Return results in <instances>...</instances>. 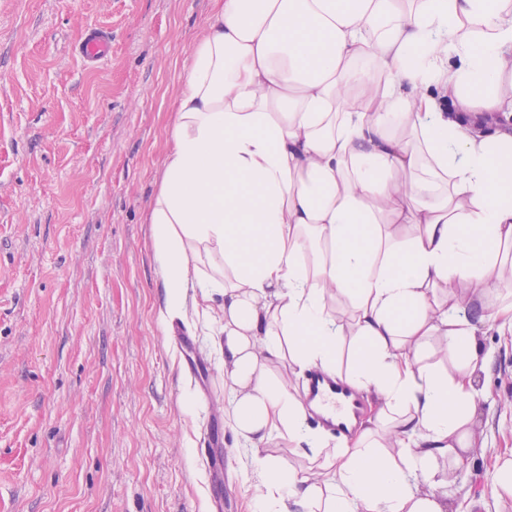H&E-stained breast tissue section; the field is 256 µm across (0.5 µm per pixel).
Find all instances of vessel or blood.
Wrapping results in <instances>:
<instances>
[{
  "instance_id": "vessel-or-blood-1",
  "label": "vessel or blood",
  "mask_w": 512,
  "mask_h": 512,
  "mask_svg": "<svg viewBox=\"0 0 512 512\" xmlns=\"http://www.w3.org/2000/svg\"><path fill=\"white\" fill-rule=\"evenodd\" d=\"M80 51L87 62L102 61L111 52V38L100 29H91L80 44ZM302 399L312 406V416L317 424L339 436L349 433L350 416L360 414L363 409V400L353 388L318 367L306 373ZM204 460L214 478L223 477L224 435L219 426H211L207 432Z\"/></svg>"
}]
</instances>
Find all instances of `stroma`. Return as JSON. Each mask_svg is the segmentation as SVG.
I'll list each match as a JSON object with an SVG mask.
<instances>
[{
  "label": "stroma",
  "mask_w": 512,
  "mask_h": 512,
  "mask_svg": "<svg viewBox=\"0 0 512 512\" xmlns=\"http://www.w3.org/2000/svg\"><path fill=\"white\" fill-rule=\"evenodd\" d=\"M212 0H0V512H211L202 448L226 412L224 366L186 306L215 402L184 373L159 321L164 288L147 222L183 66ZM108 30L97 65L78 47ZM489 359L461 464L431 480L468 512H512L493 483L512 453V336L479 333ZM193 407L183 410V397ZM224 468L251 512V451Z\"/></svg>",
  "instance_id": "35a3bbf8"
}]
</instances>
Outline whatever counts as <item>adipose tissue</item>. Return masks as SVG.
I'll use <instances>...</instances> for the list:
<instances>
[{
	"label": "adipose tissue",
	"mask_w": 512,
	"mask_h": 512,
	"mask_svg": "<svg viewBox=\"0 0 512 512\" xmlns=\"http://www.w3.org/2000/svg\"><path fill=\"white\" fill-rule=\"evenodd\" d=\"M215 3L147 221L166 311L219 300L257 512H453L417 482L476 446L478 333H512V0ZM345 341L376 411L320 481L261 448L318 453L279 368L336 374Z\"/></svg>",
	"instance_id": "1"
}]
</instances>
